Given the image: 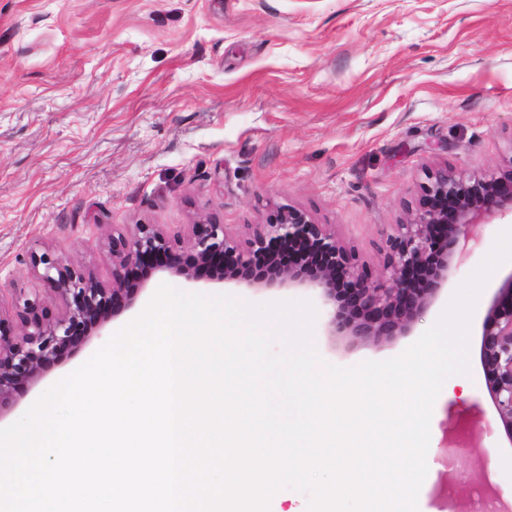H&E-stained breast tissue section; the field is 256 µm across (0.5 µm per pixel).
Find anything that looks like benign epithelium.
<instances>
[{"label": "benign epithelium", "instance_id": "obj_1", "mask_svg": "<svg viewBox=\"0 0 512 512\" xmlns=\"http://www.w3.org/2000/svg\"><path fill=\"white\" fill-rule=\"evenodd\" d=\"M507 209L512 210V163L490 175L464 177L446 168L432 173L417 219L397 225L387 239L386 284L372 280L329 225L292 207L260 225L245 250L212 221L190 225L186 248L156 224L114 229L108 240L112 279L106 283L60 257L33 254L34 272L62 307L55 311L40 295L21 289L15 292L14 317H0V417L48 366L135 305L143 288L137 275L146 268L187 280L206 270L220 283L313 288L331 308L329 335L366 344L406 333L448 286L459 248L480 234V218ZM285 244L306 262L281 264L278 250ZM479 363L497 420L512 443V273L483 320Z\"/></svg>", "mask_w": 512, "mask_h": 512}]
</instances>
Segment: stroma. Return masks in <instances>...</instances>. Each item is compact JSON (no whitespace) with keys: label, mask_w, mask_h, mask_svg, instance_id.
Returning <instances> with one entry per match:
<instances>
[{"label":"stroma","mask_w":512,"mask_h":512,"mask_svg":"<svg viewBox=\"0 0 512 512\" xmlns=\"http://www.w3.org/2000/svg\"><path fill=\"white\" fill-rule=\"evenodd\" d=\"M512 162V0H0V311L41 282L32 252L111 277L112 229L157 224L187 240L208 219L239 241L277 209L329 224L377 281L386 240L412 221L428 175H483ZM512 227L485 219L456 255L448 286L403 336L349 348L315 325L327 363L402 354L454 288ZM471 325V375L433 406L434 449L418 512H477L512 483V442L496 422ZM251 302L316 299L305 287L249 288L149 276L133 308L49 368L0 418L80 367L139 317L161 284Z\"/></svg>","instance_id":"1"}]
</instances>
